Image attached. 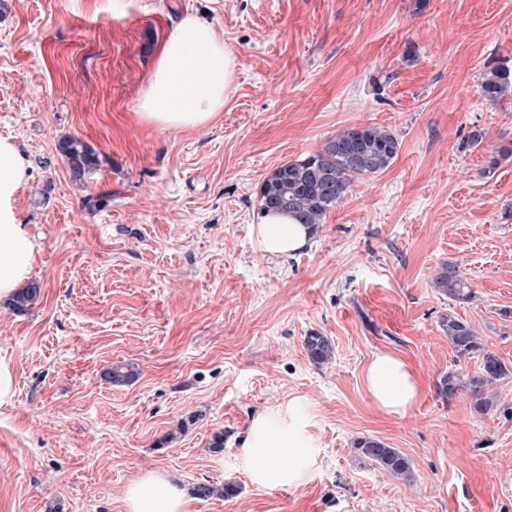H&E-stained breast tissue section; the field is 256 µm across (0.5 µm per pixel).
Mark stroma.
Returning a JSON list of instances; mask_svg holds the SVG:
<instances>
[{
	"label": "stroma",
	"instance_id": "35a3bbf8",
	"mask_svg": "<svg viewBox=\"0 0 512 512\" xmlns=\"http://www.w3.org/2000/svg\"><path fill=\"white\" fill-rule=\"evenodd\" d=\"M189 11L223 32L238 76L212 121L162 129L137 103ZM499 65L512 67V0H124L117 14L112 0H0V137L27 162L12 207L41 286L25 310L0 303L17 379L0 409V512H126L128 483L152 472L236 486L188 496L187 512H512L498 490L512 377L485 414L467 391L437 393L443 374L480 364L457 356L445 316L512 364V158L489 166L512 142V97L479 92ZM366 124L398 136L395 161L356 180L304 250L262 252L268 173ZM70 137L98 159L79 181L59 149ZM448 263L472 300L433 288ZM313 332L332 364L309 362ZM377 351L422 385L407 416L363 386ZM127 363L133 382L104 378ZM291 400L316 464L297 484L257 486L247 428ZM364 438L403 452L412 482L363 457ZM304 349L308 359L317 367L329 365L334 358V348L327 336L310 333L305 336Z\"/></svg>",
	"mask_w": 512,
	"mask_h": 512
}]
</instances>
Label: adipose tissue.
<instances>
[{"mask_svg":"<svg viewBox=\"0 0 512 512\" xmlns=\"http://www.w3.org/2000/svg\"><path fill=\"white\" fill-rule=\"evenodd\" d=\"M236 76L237 61L223 34L199 16L184 14L158 51L138 115L161 128L206 124L223 111ZM26 177L23 155L0 139V302L5 303L21 289L34 261V243L25 225L16 222L11 206ZM255 236L262 251L285 256L304 249L311 232L288 214L265 211ZM363 382L377 409L392 416L409 414L422 395L410 365L389 351L372 355ZM243 445L244 466L260 487L297 483L314 465L309 433L291 401L253 418ZM285 456L294 459L293 467L280 466ZM124 501L127 512H184L186 504L178 478L161 472L131 481Z\"/></svg>","mask_w":512,"mask_h":512,"instance_id":"obj_1","label":"adipose tissue"}]
</instances>
